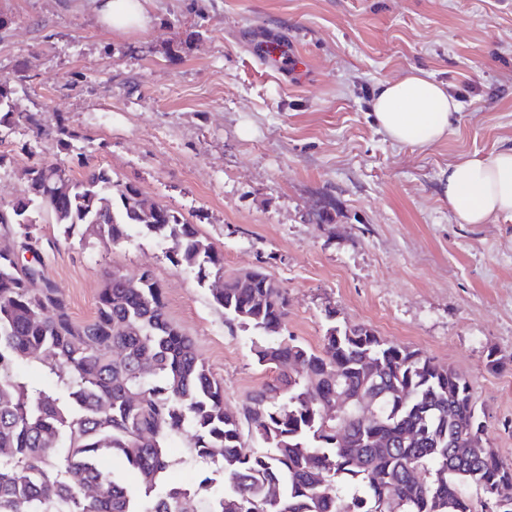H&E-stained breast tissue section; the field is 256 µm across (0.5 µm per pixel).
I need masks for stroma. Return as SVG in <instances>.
Listing matches in <instances>:
<instances>
[{
    "mask_svg": "<svg viewBox=\"0 0 512 512\" xmlns=\"http://www.w3.org/2000/svg\"><path fill=\"white\" fill-rule=\"evenodd\" d=\"M144 29L104 31L93 0H0V78L24 67L18 110L62 116L69 150L18 124L0 136V204L39 160L109 168L183 214L224 255L225 275L263 269L290 299L285 334L320 348L329 323L364 325L470 380L490 448L512 460V219L463 224L448 166L512 148V0H150ZM275 40L300 69L263 64ZM461 110L427 146L375 123L380 82L416 71ZM44 273L76 320L109 275L151 270L224 403L274 376L167 242L64 237L47 214ZM168 486L213 475L187 436L168 446Z\"/></svg>",
    "mask_w": 512,
    "mask_h": 512,
    "instance_id": "stroma-1",
    "label": "stroma"
}]
</instances>
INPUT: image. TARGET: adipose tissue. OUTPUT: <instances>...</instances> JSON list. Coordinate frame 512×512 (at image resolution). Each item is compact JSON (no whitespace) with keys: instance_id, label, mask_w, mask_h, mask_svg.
Instances as JSON below:
<instances>
[{"instance_id":"ef3b65f1","label":"adipose tissue","mask_w":512,"mask_h":512,"mask_svg":"<svg viewBox=\"0 0 512 512\" xmlns=\"http://www.w3.org/2000/svg\"><path fill=\"white\" fill-rule=\"evenodd\" d=\"M146 0H98L99 21L116 32L145 28ZM461 105L444 85L411 74L381 82L372 101L375 122L393 141L426 146L447 131ZM448 203L466 224L512 218V149L487 158H463L448 167Z\"/></svg>"}]
</instances>
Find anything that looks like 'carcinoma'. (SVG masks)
<instances>
[{"instance_id": "cac0c4a2", "label": "carcinoma", "mask_w": 512, "mask_h": 512, "mask_svg": "<svg viewBox=\"0 0 512 512\" xmlns=\"http://www.w3.org/2000/svg\"><path fill=\"white\" fill-rule=\"evenodd\" d=\"M13 95L1 78L0 129L28 124L70 148L67 125L16 111ZM26 179L22 198L0 204V229L19 246L0 251V512H197V492L160 484L168 443L185 431L224 473L207 512H487L512 502V464L470 434L483 424L470 382L371 328L332 325L316 351L292 336L255 343L257 363L276 375L232 413L224 385L168 319L151 271L112 273L95 316L74 319L42 270L43 211L66 238L94 224L114 244L134 228L166 239L174 265L222 283L210 294L231 327L277 333L289 299L259 269L224 277L223 253L195 225L103 166L76 176L38 161ZM26 360L52 384L18 376ZM103 455L123 473L102 470Z\"/></svg>"}]
</instances>
